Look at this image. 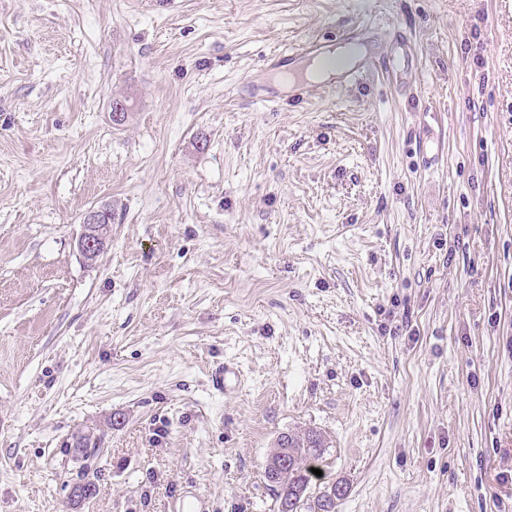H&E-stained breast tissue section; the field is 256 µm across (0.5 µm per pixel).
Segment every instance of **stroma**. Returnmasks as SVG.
Returning a JSON list of instances; mask_svg holds the SVG:
<instances>
[{"label":"stroma","instance_id":"1","mask_svg":"<svg viewBox=\"0 0 512 512\" xmlns=\"http://www.w3.org/2000/svg\"><path fill=\"white\" fill-rule=\"evenodd\" d=\"M364 27L369 79L250 98ZM307 427L336 512H512V0H0V512H277ZM108 207L91 208L83 217V229L77 240V249L86 263L92 264L107 248L109 239L102 233V224L109 222Z\"/></svg>","mask_w":512,"mask_h":512}]
</instances>
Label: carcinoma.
<instances>
[{"instance_id":"1","label":"carcinoma","mask_w":512,"mask_h":512,"mask_svg":"<svg viewBox=\"0 0 512 512\" xmlns=\"http://www.w3.org/2000/svg\"><path fill=\"white\" fill-rule=\"evenodd\" d=\"M297 462L288 468L271 487L278 503V512H326L324 500L329 485L317 486L312 469L319 466L325 454V441L295 442Z\"/></svg>"}]
</instances>
